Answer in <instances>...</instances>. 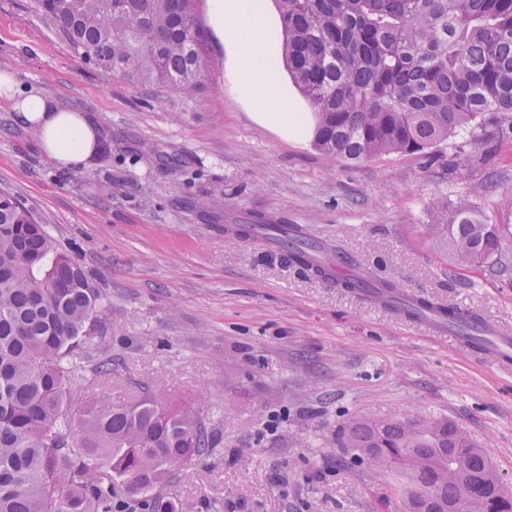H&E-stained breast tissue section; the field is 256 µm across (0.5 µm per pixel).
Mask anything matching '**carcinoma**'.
Returning <instances> with one entry per match:
<instances>
[{
    "instance_id": "1",
    "label": "carcinoma",
    "mask_w": 512,
    "mask_h": 512,
    "mask_svg": "<svg viewBox=\"0 0 512 512\" xmlns=\"http://www.w3.org/2000/svg\"><path fill=\"white\" fill-rule=\"evenodd\" d=\"M284 64L316 117L314 145L350 163L438 146L486 112L512 115V0H275ZM196 0H35L76 55L138 85L193 95L207 76L209 31ZM465 264L503 268L507 224L466 201L429 225ZM288 261L327 278L319 247L295 232ZM99 288L35 213L0 193V512H182L171 463L213 448L207 415L146 394L132 404L78 391L75 360L99 379ZM444 323L469 326L453 307ZM345 447L401 481L403 512H512L485 451L446 418L349 421Z\"/></svg>"
}]
</instances>
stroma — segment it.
<instances>
[{
  "label": "stroma",
  "instance_id": "stroma-1",
  "mask_svg": "<svg viewBox=\"0 0 512 512\" xmlns=\"http://www.w3.org/2000/svg\"><path fill=\"white\" fill-rule=\"evenodd\" d=\"M190 98L106 75L34 8L0 0V68L99 128L60 167L0 105V192L31 208L100 288L93 342L111 358L88 393L203 408L217 440L179 471L183 512H402L400 481L354 462L349 420L445 417L512 487V373L399 312L288 265L232 224H297L360 272L512 328V273L458 265L428 232L468 200L511 224L512 129L485 113L422 154L351 164L256 123L230 51Z\"/></svg>",
  "mask_w": 512,
  "mask_h": 512
}]
</instances>
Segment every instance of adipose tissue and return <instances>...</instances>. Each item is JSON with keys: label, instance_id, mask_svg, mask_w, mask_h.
<instances>
[{"label": "adipose tissue", "instance_id": "obj_1", "mask_svg": "<svg viewBox=\"0 0 512 512\" xmlns=\"http://www.w3.org/2000/svg\"><path fill=\"white\" fill-rule=\"evenodd\" d=\"M218 31L240 74L242 99L254 106V120L283 137L301 141L314 129L308 112L288 111L277 78L274 35L263 0H211ZM0 103L20 125L33 129L41 151L61 167L79 168L96 149L98 129L86 114L63 108L35 88L22 89L8 70L0 71Z\"/></svg>", "mask_w": 512, "mask_h": 512}]
</instances>
